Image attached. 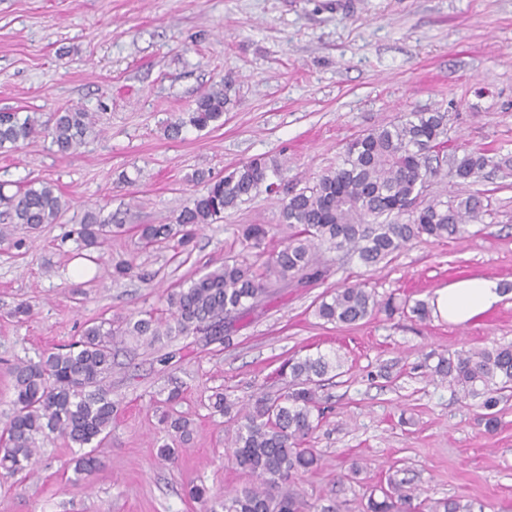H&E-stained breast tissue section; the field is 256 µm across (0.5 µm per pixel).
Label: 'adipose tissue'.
Masks as SVG:
<instances>
[{"mask_svg":"<svg viewBox=\"0 0 512 512\" xmlns=\"http://www.w3.org/2000/svg\"><path fill=\"white\" fill-rule=\"evenodd\" d=\"M504 299L498 282L484 277H468L437 289L430 308L434 316L453 324L478 319Z\"/></svg>","mask_w":512,"mask_h":512,"instance_id":"1","label":"adipose tissue"}]
</instances>
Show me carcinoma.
Returning a JSON list of instances; mask_svg holds the SVG:
<instances>
[{
  "mask_svg": "<svg viewBox=\"0 0 512 512\" xmlns=\"http://www.w3.org/2000/svg\"><path fill=\"white\" fill-rule=\"evenodd\" d=\"M228 86L220 80L195 100L188 117L167 123L165 133L176 140L190 125L198 130L224 116ZM96 125L95 115L79 107L48 114L41 120L30 114L0 112V150L44 137L61 154H72L85 144ZM448 149L445 117L440 113L411 112L389 125L369 129L351 139L341 160L311 185L283 199L282 225L288 228L280 248L265 254L263 244L270 229L249 224L239 239L252 256L226 257L224 263L190 279L165 297L169 318L151 313L134 319L90 322L74 342L44 353L36 362L17 361L9 366L13 377V412L0 424V469L14 476L33 473L35 457L44 441L55 435L71 447L86 452L74 460L80 480L101 468L97 448L112 433L117 408L108 379L112 375L113 349L127 341L153 345L165 338L205 332L224 333V318L243 314L270 294V289L290 278H319L316 262L325 248L355 255L375 268L389 263L412 240L423 235L448 239L467 231L470 222L487 211L484 193L475 191L447 200L423 199L426 184L438 176H453L475 184L495 165L493 157L477 151L452 152L449 172L433 165ZM285 162L255 158L224 176L201 172L203 188L194 193L174 224H143L140 238L146 245L172 242L186 250L200 226L224 218V210L252 200L263 191L277 196L282 189ZM67 210L55 185L40 181L7 194L0 188V243L12 241L17 225L31 231L54 224ZM123 225L90 212L81 221V248L98 250L121 232ZM405 308L394 298H378L364 285H348L323 297L316 316L329 324L351 325L380 313L388 316ZM340 362L325 354L284 359L279 376L287 391L275 398L258 396L247 407L223 392L209 397L214 411L236 423L235 437L227 449L233 465L255 478V483L224 494L222 512H303L297 477L317 467L320 456L307 447L319 427L323 411L317 397L320 382ZM432 375L448 382L461 398H480L485 427L492 431L498 420L493 409L512 391V344L461 350L441 355ZM181 442L190 440L192 422L161 417ZM402 483L392 479L380 488L382 498L370 494L363 512H399L411 497L400 494ZM427 512H475L463 497H448L427 504Z\"/></svg>",
  "mask_w": 512,
  "mask_h": 512,
  "instance_id": "obj_1",
  "label": "carcinoma"
}]
</instances>
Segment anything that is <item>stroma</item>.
<instances>
[{
    "mask_svg": "<svg viewBox=\"0 0 512 512\" xmlns=\"http://www.w3.org/2000/svg\"><path fill=\"white\" fill-rule=\"evenodd\" d=\"M221 79L232 84L223 118L168 139L167 121ZM66 107L96 115L78 153L60 154L44 137L0 153L5 193L43 180L69 203L40 233L17 227L21 247L0 244V421L13 411L6 361L38 360L86 322L159 308L164 291L239 252L243 225L279 224V203L261 194L204 226L191 252L143 247L138 225L175 223L197 172L220 176L276 155L295 191L336 166L363 130L410 112L444 113L452 145L512 159V0H0V111ZM477 189L489 210L461 237L413 240L376 271L323 252L325 279L281 282L226 319L223 335L127 341L112 367L117 413L100 448L103 469L74 481L78 449L46 442L35 476L0 477V512H205L192 485L220 498L249 481L224 462L235 427L213 412L210 395L242 404L279 395L282 360L320 353L342 367L318 390L324 419L312 444L322 461L297 481L306 500L331 496L341 512H361L371 490L395 478L417 503L461 496L484 512H512V395L490 434L480 400H460L430 374L438 355L512 343V294L464 325L405 313L336 326L314 314L324 294L354 283L400 302L472 276L512 291V176L490 168L476 186L435 178L428 193ZM99 209L123 231L97 264L76 229ZM120 261L149 280H112L107 269ZM22 302L30 314L14 318ZM175 383L182 398L171 406ZM166 412L195 429L173 461L160 456L177 445L160 422ZM356 463L363 470L353 480Z\"/></svg>",
    "mask_w": 512,
    "mask_h": 512,
    "instance_id": "stroma-1",
    "label": "stroma"
}]
</instances>
